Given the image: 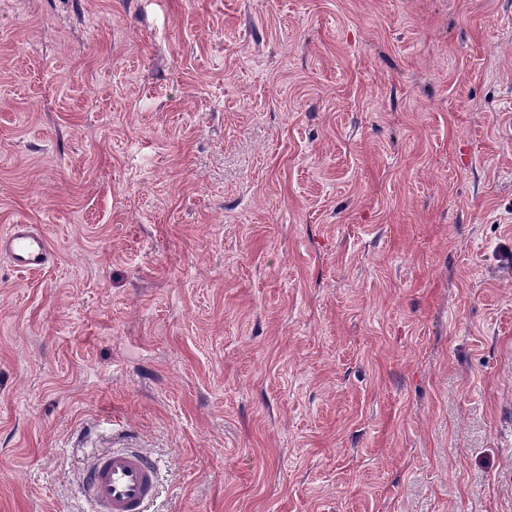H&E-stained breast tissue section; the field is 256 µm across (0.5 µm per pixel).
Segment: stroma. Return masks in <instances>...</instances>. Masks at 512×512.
<instances>
[{
    "mask_svg": "<svg viewBox=\"0 0 512 512\" xmlns=\"http://www.w3.org/2000/svg\"><path fill=\"white\" fill-rule=\"evenodd\" d=\"M512 0H0V512H512ZM0 256L21 271H38L52 260L47 239L29 224H10L0 230ZM155 463L136 448L94 454L83 464L81 493L93 512H146L157 490Z\"/></svg>",
    "mask_w": 512,
    "mask_h": 512,
    "instance_id": "35a3bbf8",
    "label": "stroma"
}]
</instances>
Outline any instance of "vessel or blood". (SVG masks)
Segmentation results:
<instances>
[{
  "instance_id": "1",
  "label": "vessel or blood",
  "mask_w": 512,
  "mask_h": 512,
  "mask_svg": "<svg viewBox=\"0 0 512 512\" xmlns=\"http://www.w3.org/2000/svg\"><path fill=\"white\" fill-rule=\"evenodd\" d=\"M0 256L22 271H38L52 260L47 239L28 224L0 230ZM155 463L135 448L94 454L83 464L81 493L94 512H146L157 490Z\"/></svg>"
}]
</instances>
